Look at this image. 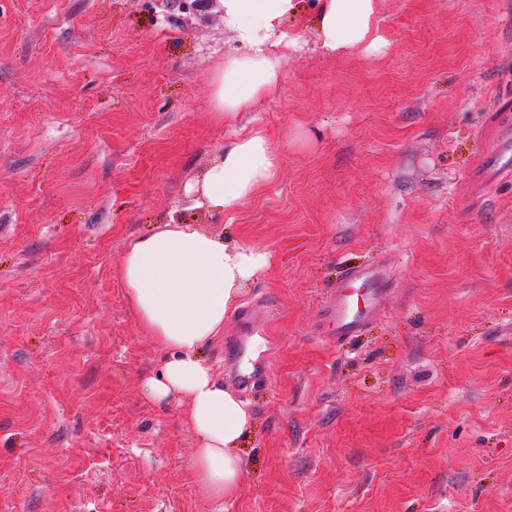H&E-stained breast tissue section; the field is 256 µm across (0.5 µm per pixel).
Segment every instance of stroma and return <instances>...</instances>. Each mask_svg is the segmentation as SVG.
Masks as SVG:
<instances>
[{
  "mask_svg": "<svg viewBox=\"0 0 512 512\" xmlns=\"http://www.w3.org/2000/svg\"><path fill=\"white\" fill-rule=\"evenodd\" d=\"M380 53L298 27L277 95L239 122L282 155L233 216L187 194L228 131L217 4L0 0V512H512V181L472 179L512 108V0H377ZM194 224L273 256L278 338L245 394L244 481L200 497L125 245ZM387 255L386 317L319 334L343 267Z\"/></svg>",
  "mask_w": 512,
  "mask_h": 512,
  "instance_id": "obj_1",
  "label": "stroma"
}]
</instances>
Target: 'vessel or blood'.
<instances>
[{
	"label": "vessel or blood",
	"mask_w": 512,
	"mask_h": 512,
	"mask_svg": "<svg viewBox=\"0 0 512 512\" xmlns=\"http://www.w3.org/2000/svg\"><path fill=\"white\" fill-rule=\"evenodd\" d=\"M497 140V149L487 153L481 161L477 183L483 189L512 179V115L502 114ZM389 265V258L384 257L346 269L321 309L322 334L342 346L386 316L393 299V291L384 278ZM271 311V303L263 297L248 304L240 314L239 334L224 342V361L235 367L236 381L246 392L268 378L267 359H251L250 350L253 336L264 334V323Z\"/></svg>",
	"instance_id": "b4317fda"
}]
</instances>
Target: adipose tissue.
Here are the masks:
<instances>
[{
  "label": "adipose tissue",
  "mask_w": 512,
  "mask_h": 512,
  "mask_svg": "<svg viewBox=\"0 0 512 512\" xmlns=\"http://www.w3.org/2000/svg\"><path fill=\"white\" fill-rule=\"evenodd\" d=\"M238 52L226 55L211 82L217 120L234 123L254 102L278 92L287 51L296 40L284 23L301 15L300 0H218ZM377 0H318L311 25L320 49L335 55L386 46L376 26ZM279 155L263 130L242 129L224 144L220 159L191 186L208 210L231 215L278 177ZM268 251L207 234L190 224H163L128 240L119 276L142 332L165 355L159 373L144 380L151 401L177 400L198 446L191 459L197 493L221 503L243 483L237 448L251 413L218 381L203 349L224 331V321L246 282L270 267Z\"/></svg>",
  "instance_id": "ef3b65f1"
}]
</instances>
